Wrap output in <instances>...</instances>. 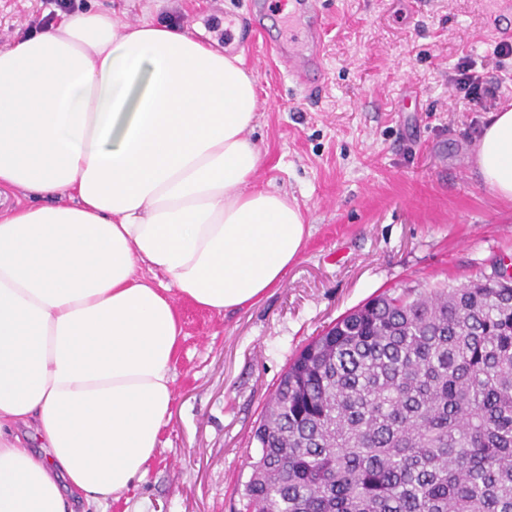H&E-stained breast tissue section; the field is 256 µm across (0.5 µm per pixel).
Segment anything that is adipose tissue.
Masks as SVG:
<instances>
[{
  "instance_id": "obj_1",
  "label": "adipose tissue",
  "mask_w": 512,
  "mask_h": 512,
  "mask_svg": "<svg viewBox=\"0 0 512 512\" xmlns=\"http://www.w3.org/2000/svg\"><path fill=\"white\" fill-rule=\"evenodd\" d=\"M174 23L63 14L0 49V512L102 507L144 479L172 415L180 295L261 301L306 219L255 187L257 79ZM474 151L512 200V108ZM163 281H154V274Z\"/></svg>"
}]
</instances>
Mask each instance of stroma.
<instances>
[{
    "instance_id": "1",
    "label": "stroma",
    "mask_w": 512,
    "mask_h": 512,
    "mask_svg": "<svg viewBox=\"0 0 512 512\" xmlns=\"http://www.w3.org/2000/svg\"><path fill=\"white\" fill-rule=\"evenodd\" d=\"M254 0H72L122 23L178 21L216 42L250 24ZM0 0V48L55 11ZM323 78L307 95L255 40L251 133L257 186L295 197L310 235L283 284L217 316L177 300L184 328L172 416L142 482L108 512H240L253 432L294 354L387 289L458 287L512 261V201L483 185L475 138L512 104V56L497 54L487 0H322ZM488 93L453 77L462 57Z\"/></svg>"
}]
</instances>
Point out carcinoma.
Returning a JSON list of instances; mask_svg holds the SVG:
<instances>
[{
  "mask_svg": "<svg viewBox=\"0 0 512 512\" xmlns=\"http://www.w3.org/2000/svg\"><path fill=\"white\" fill-rule=\"evenodd\" d=\"M245 512H512V280L382 293L289 363Z\"/></svg>",
  "mask_w": 512,
  "mask_h": 512,
  "instance_id": "1",
  "label": "carcinoma"
}]
</instances>
